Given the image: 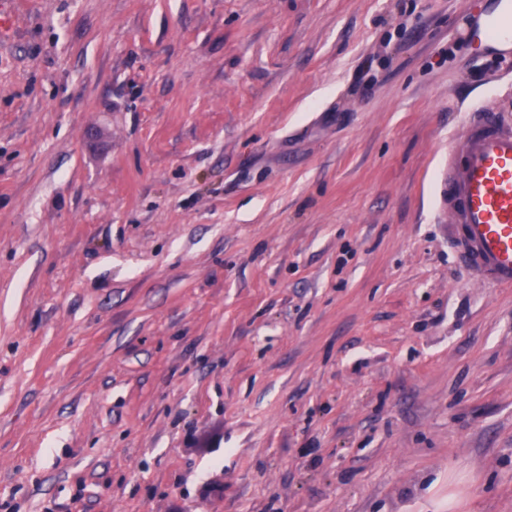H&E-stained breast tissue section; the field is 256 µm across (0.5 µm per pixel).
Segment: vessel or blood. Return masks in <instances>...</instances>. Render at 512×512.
<instances>
[{
	"label": "vessel or blood",
	"instance_id": "vessel-or-blood-1",
	"mask_svg": "<svg viewBox=\"0 0 512 512\" xmlns=\"http://www.w3.org/2000/svg\"><path fill=\"white\" fill-rule=\"evenodd\" d=\"M468 37L478 50L512 47V0H487ZM442 181L458 258L473 280L512 287V120L491 105L469 112Z\"/></svg>",
	"mask_w": 512,
	"mask_h": 512
}]
</instances>
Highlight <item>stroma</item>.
<instances>
[{
	"instance_id": "1",
	"label": "stroma",
	"mask_w": 512,
	"mask_h": 512,
	"mask_svg": "<svg viewBox=\"0 0 512 512\" xmlns=\"http://www.w3.org/2000/svg\"><path fill=\"white\" fill-rule=\"evenodd\" d=\"M476 4L0 0V512H512ZM448 238L473 280L512 287V120L468 112L442 174Z\"/></svg>"
}]
</instances>
